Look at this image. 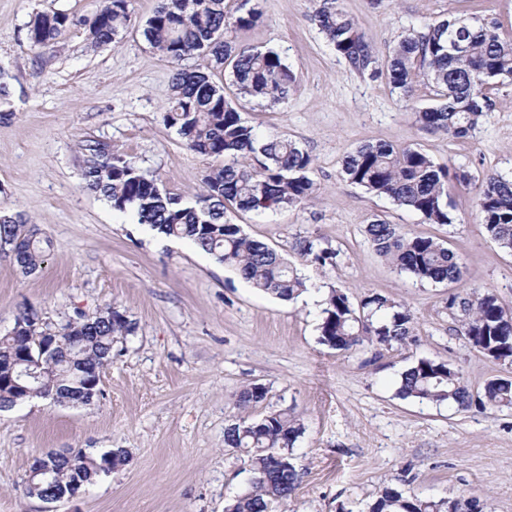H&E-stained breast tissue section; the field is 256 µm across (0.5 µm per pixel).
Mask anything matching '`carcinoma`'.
<instances>
[{"mask_svg":"<svg viewBox=\"0 0 512 512\" xmlns=\"http://www.w3.org/2000/svg\"><path fill=\"white\" fill-rule=\"evenodd\" d=\"M260 19L254 8L239 15L228 13L224 0H159L143 36L172 63L194 54L208 56L212 69L229 70L240 97L276 106L294 89L293 69L280 52L240 45L231 37L233 31L249 28ZM130 21L129 0H103L98 10L82 20V26L88 43L97 48L115 41ZM314 21L353 72L384 78L405 101L414 99L419 83L431 85L438 103L416 110L417 122L421 128L451 139L468 137L488 116L493 107L486 94L488 85L512 80V41L502 39L496 23L485 18L449 15L436 19L420 31L399 36L381 61L340 0H319ZM74 24L64 11L38 12L28 25L29 44L47 47ZM10 95L8 74L1 71V119L13 116ZM165 121L176 128L191 151L224 159L223 165L205 172L203 191L195 199L160 189L155 178L112 154L110 145L90 140L82 146L83 188L158 235L190 241L216 262L235 269L253 287L283 300L298 298L307 290L306 278L275 249L232 223L227 210L232 207L262 215L309 201L316 192L310 177L311 156L287 138L261 137L226 98L224 87L205 72L181 70L176 74ZM341 175L352 185L421 214L430 224L452 222L448 167L435 163L416 146L362 144L343 157ZM478 207L486 232L499 248L512 253V180L485 174L479 179ZM364 234L379 256L420 282L449 285L462 279L459 256L431 236L406 232L377 217L364 225ZM15 245L19 248L17 266L31 275L44 263L50 241L22 213L0 214V248L10 250ZM295 249L318 268L336 265L338 251L322 246L316 238L299 240ZM445 309L455 331L473 348L512 366V313L495 295L450 292ZM322 314L320 341L336 350L349 351L366 344L402 345L414 333L411 311L378 293L364 296L356 307L347 294L331 287ZM134 330L112 307L68 323L53 346L55 355L47 366L51 376L20 387L3 384L0 410L41 398L46 392L60 405H77L85 384L95 382L88 370L102 372L112 363L114 342ZM31 335L29 314L23 313L12 331L0 336L1 377H6L10 359L36 347ZM397 393L461 408H511L512 378H492L474 391L447 362L419 358L402 372ZM267 394L266 386L252 384L240 391L237 405L245 408L261 403ZM302 433L300 420L281 411L228 425L224 445L247 453L253 478L252 489L228 503L225 512H281L287 506L300 480L292 451ZM127 460L124 448L88 454L81 461L86 484ZM46 465L54 485L72 478L73 468L67 459L48 455ZM477 505L475 499L436 501L385 487L369 512H482Z\"/></svg>","mask_w":512,"mask_h":512,"instance_id":"carcinoma-1","label":"carcinoma"}]
</instances>
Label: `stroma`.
I'll list each match as a JSON object with an SVG mask.
<instances>
[{"instance_id": "stroma-1", "label": "stroma", "mask_w": 512, "mask_h": 512, "mask_svg": "<svg viewBox=\"0 0 512 512\" xmlns=\"http://www.w3.org/2000/svg\"><path fill=\"white\" fill-rule=\"evenodd\" d=\"M341 3L380 57L399 35L450 13L492 20L512 40V0ZM98 5L0 0V70L9 76L13 110L0 120V211L24 213L51 242L42 269L29 276L0 253V335L24 312L56 329L109 306L136 329L115 343L93 404L34 399L0 411V512H224L252 479L247 455L225 447V428L278 410L304 426L293 448L301 479L286 512H367L407 471L415 477L408 491L419 497L474 498L482 512H512V408L462 410L397 394L401 373L422 357L448 362L473 389L512 376V367L454 331L444 310L450 288L397 270L363 233L377 215L449 244L464 266L453 289L492 292L512 311V253L481 223L474 183L490 171L512 179V82L491 84L488 116L472 136L451 139L421 129L384 79L349 69L313 21L316 0H225L228 11L262 14L257 25L235 31V41L279 51L296 75L284 103H239L242 118L262 135L296 141L313 160L311 201L231 215L307 277L301 297L282 300L83 189L87 140L109 143L113 154L153 173L160 188L189 199L214 165L164 120L177 69L207 71V58L177 66L148 44L142 30L157 0H130L123 38L90 48L78 21ZM50 9L68 13L74 26L54 45L30 48L31 17ZM379 141L418 145L435 163L472 175L471 183H448L452 224L427 223L341 179L343 157ZM303 237L338 250L336 266L306 263L293 249ZM332 287L356 303L369 293L402 301L415 317V341L346 352L322 344L323 300ZM252 383L268 387L266 400L239 407V392ZM61 448H124L130 461L74 500L27 496L32 458Z\"/></svg>"}]
</instances>
